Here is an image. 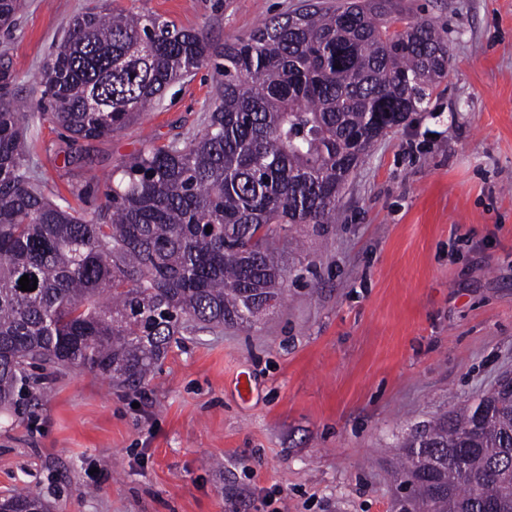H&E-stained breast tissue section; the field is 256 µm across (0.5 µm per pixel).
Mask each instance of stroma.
Returning a JSON list of instances; mask_svg holds the SVG:
<instances>
[{
    "instance_id": "stroma-1",
    "label": "stroma",
    "mask_w": 512,
    "mask_h": 512,
    "mask_svg": "<svg viewBox=\"0 0 512 512\" xmlns=\"http://www.w3.org/2000/svg\"><path fill=\"white\" fill-rule=\"evenodd\" d=\"M101 2L25 0L0 29L28 172L54 203L89 213L104 208L105 177L201 130L219 94L200 66L153 111L71 147L41 117L38 77L68 21ZM298 2L114 5L220 46ZM405 5L446 31L448 75L369 147L335 223L285 243L283 303L252 327L183 337L134 389L31 369L47 390L0 413V495L27 489L50 512H394L398 442L512 375V0Z\"/></svg>"
}]
</instances>
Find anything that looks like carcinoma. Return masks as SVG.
<instances>
[{"label": "carcinoma", "instance_id": "carcinoma-1", "mask_svg": "<svg viewBox=\"0 0 512 512\" xmlns=\"http://www.w3.org/2000/svg\"><path fill=\"white\" fill-rule=\"evenodd\" d=\"M23 6L0 0V28ZM405 11L403 0L332 11L304 0L222 47L107 3L74 16L41 73V106L72 145L112 136L206 63L222 77L193 138L108 178L106 217L56 205L28 176L27 114L0 65V409L29 394L34 365L135 387L174 336L249 327L256 289L285 296L280 242L333 223L369 133L448 75L446 33L402 23ZM25 274L35 290H20ZM399 447V512H512V391L443 413ZM0 505L47 510L31 492Z\"/></svg>", "mask_w": 512, "mask_h": 512}]
</instances>
